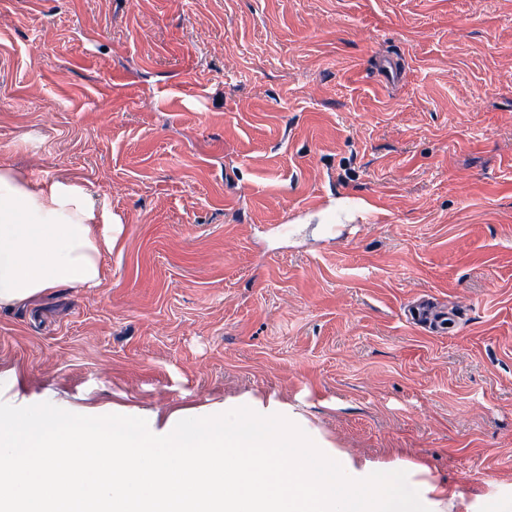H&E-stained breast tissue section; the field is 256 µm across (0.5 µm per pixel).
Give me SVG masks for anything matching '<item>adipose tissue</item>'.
<instances>
[{
	"label": "adipose tissue",
	"mask_w": 512,
	"mask_h": 512,
	"mask_svg": "<svg viewBox=\"0 0 512 512\" xmlns=\"http://www.w3.org/2000/svg\"><path fill=\"white\" fill-rule=\"evenodd\" d=\"M116 219L77 183L0 167V307L94 287ZM401 462L356 461L296 415L174 413L157 435L47 410L0 422V512H476Z\"/></svg>",
	"instance_id": "obj_1"
}]
</instances>
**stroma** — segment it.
<instances>
[{"label":"stroma","mask_w":512,"mask_h":512,"mask_svg":"<svg viewBox=\"0 0 512 512\" xmlns=\"http://www.w3.org/2000/svg\"><path fill=\"white\" fill-rule=\"evenodd\" d=\"M2 165L122 231L96 286L0 308L1 418L271 406L499 512L512 0H0ZM409 318L413 322L422 323L428 327L438 328L445 326L450 322H455L454 315L448 313L447 315H440L441 312H433L427 305H419L409 311Z\"/></svg>","instance_id":"1"}]
</instances>
